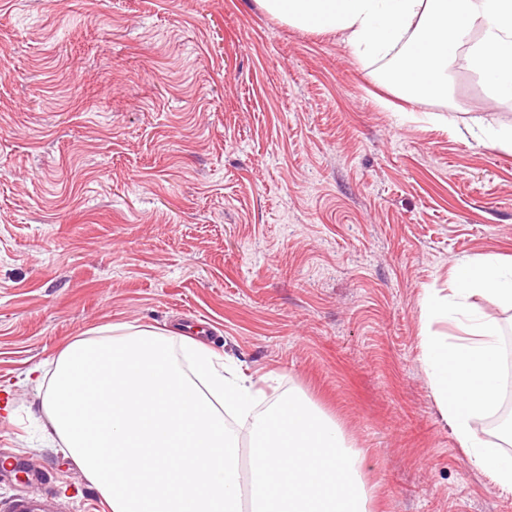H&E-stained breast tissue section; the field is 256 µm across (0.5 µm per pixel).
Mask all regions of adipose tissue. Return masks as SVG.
Instances as JSON below:
<instances>
[{"label":"adipose tissue","mask_w":512,"mask_h":512,"mask_svg":"<svg viewBox=\"0 0 512 512\" xmlns=\"http://www.w3.org/2000/svg\"><path fill=\"white\" fill-rule=\"evenodd\" d=\"M287 24L340 34L360 62L385 61L383 80L419 103L447 98L448 70L466 51L493 99L512 100V0H258ZM512 308V263L455 261L448 295L428 294L422 361L442 418L497 488L512 492V433L478 437L475 418L495 412L503 380L502 327L475 295ZM269 400L256 412L260 400ZM40 408L109 512H370L365 452L304 394L266 395L226 369L200 339L126 323L87 331L64 348ZM252 420L241 450L225 413Z\"/></svg>","instance_id":"ef3b65f1"}]
</instances>
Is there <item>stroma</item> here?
<instances>
[{
  "instance_id": "obj_1",
  "label": "stroma",
  "mask_w": 512,
  "mask_h": 512,
  "mask_svg": "<svg viewBox=\"0 0 512 512\" xmlns=\"http://www.w3.org/2000/svg\"><path fill=\"white\" fill-rule=\"evenodd\" d=\"M382 63L257 0H0V512H108L42 438L29 370L114 323L205 322L367 455L372 512H512L441 418L422 301L512 257V127L457 57L452 105L380 106ZM477 131L474 128L468 130V133L481 142L486 140L494 146H500L504 149L512 150V128L510 129H492L486 128L481 124H476Z\"/></svg>"
}]
</instances>
